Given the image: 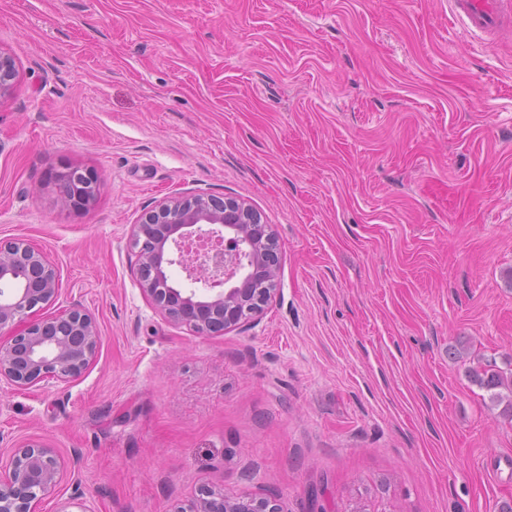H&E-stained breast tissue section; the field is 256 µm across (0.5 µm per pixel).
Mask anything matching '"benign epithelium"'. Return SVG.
<instances>
[{"mask_svg": "<svg viewBox=\"0 0 512 512\" xmlns=\"http://www.w3.org/2000/svg\"><path fill=\"white\" fill-rule=\"evenodd\" d=\"M18 75L14 59L0 50V100ZM60 203L85 208L98 193L97 178L80 167L53 175ZM129 246L138 257L137 282L162 316L204 336H221L260 316L275 297L280 269L271 225L244 201L213 194L164 197L132 226ZM180 267L195 284L171 281ZM60 278L40 249L22 240L0 242V379L26 387L47 378L68 381L95 360L100 336L93 318L75 308L28 320L29 313L59 294ZM62 478L55 451L41 442L14 450L0 472V512H36ZM174 512H283L275 496L228 497L203 488Z\"/></svg>", "mask_w": 512, "mask_h": 512, "instance_id": "7a95c632", "label": "benign epithelium"}]
</instances>
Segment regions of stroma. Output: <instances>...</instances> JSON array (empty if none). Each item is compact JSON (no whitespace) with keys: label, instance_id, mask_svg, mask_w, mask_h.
Instances as JSON below:
<instances>
[{"label":"stroma","instance_id":"stroma-1","mask_svg":"<svg viewBox=\"0 0 512 512\" xmlns=\"http://www.w3.org/2000/svg\"><path fill=\"white\" fill-rule=\"evenodd\" d=\"M0 241L47 253L100 345L77 378L0 381V466L64 468L38 512H173L209 487L284 512H500L512 421V30L448 0H0ZM100 182L62 207L52 175ZM242 199L281 264L221 336L141 294L133 224ZM17 75L14 59L0 50V100L11 95ZM471 381L475 382L481 388L487 391H494L491 394V399H500V393H496L498 388L507 389L512 394V372L508 375L502 371L494 369H477L473 368L469 371Z\"/></svg>","mask_w":512,"mask_h":512}]
</instances>
